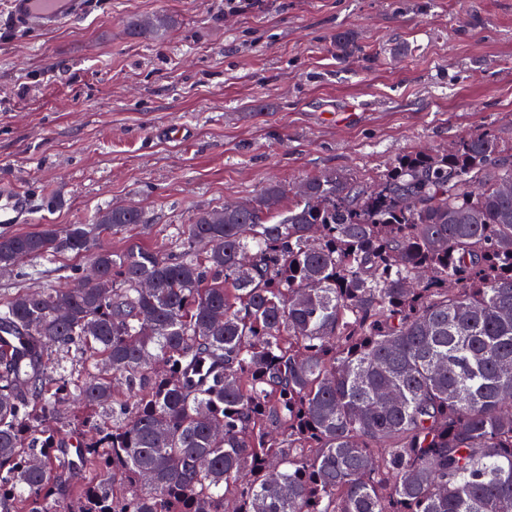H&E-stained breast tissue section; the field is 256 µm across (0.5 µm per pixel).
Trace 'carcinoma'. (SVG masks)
<instances>
[{
  "mask_svg": "<svg viewBox=\"0 0 512 512\" xmlns=\"http://www.w3.org/2000/svg\"><path fill=\"white\" fill-rule=\"evenodd\" d=\"M63 252L97 280L0 300V512H512L498 132L376 182L270 184L169 252L114 251L87 224L0 235V270Z\"/></svg>",
  "mask_w": 512,
  "mask_h": 512,
  "instance_id": "obj_1",
  "label": "carcinoma"
}]
</instances>
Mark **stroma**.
<instances>
[{"mask_svg":"<svg viewBox=\"0 0 512 512\" xmlns=\"http://www.w3.org/2000/svg\"><path fill=\"white\" fill-rule=\"evenodd\" d=\"M7 2L0 183L58 203L10 234L134 207L143 223L100 242L167 252L196 213L269 183L290 194L329 168L371 182L406 151L512 135V0H87L50 32L14 29ZM157 13L173 21L164 37L131 34ZM85 265L71 253L21 262L0 274V299L62 287Z\"/></svg>","mask_w":512,"mask_h":512,"instance_id":"obj_1","label":"stroma"}]
</instances>
